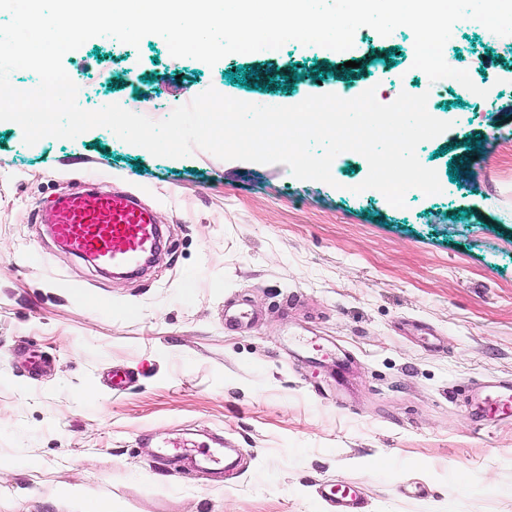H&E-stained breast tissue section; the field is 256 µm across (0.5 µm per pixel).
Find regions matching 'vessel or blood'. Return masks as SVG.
<instances>
[{"instance_id":"1","label":"vessel or blood","mask_w":512,"mask_h":512,"mask_svg":"<svg viewBox=\"0 0 512 512\" xmlns=\"http://www.w3.org/2000/svg\"><path fill=\"white\" fill-rule=\"evenodd\" d=\"M56 241L76 255L104 269L141 273L163 244V232L152 208L135 192L96 188L87 193L77 187L54 201L43 218ZM477 407H490L512 416V381L497 380L477 388ZM321 499L333 512H363L365 502L357 487L325 484Z\"/></svg>"}]
</instances>
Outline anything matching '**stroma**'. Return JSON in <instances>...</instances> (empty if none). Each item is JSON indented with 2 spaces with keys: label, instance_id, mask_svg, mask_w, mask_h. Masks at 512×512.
Here are the masks:
<instances>
[{
  "label": "stroma",
  "instance_id": "1",
  "mask_svg": "<svg viewBox=\"0 0 512 512\" xmlns=\"http://www.w3.org/2000/svg\"><path fill=\"white\" fill-rule=\"evenodd\" d=\"M446 47L462 70L485 63L487 96L415 69L404 26L360 28L349 53L293 43L212 67L157 35L63 59L82 108L155 121L211 87L274 106L333 93L350 60L354 93L380 103L406 80L451 127L417 148L441 193L402 208L353 193L368 173L354 152L327 184L199 148L158 158L101 127L28 146L0 121V512H81L86 496L112 512H329L325 483L359 487L364 512H512V421L465 404L474 383L512 379V35L459 26ZM244 66L288 80L231 82ZM89 179L154 209L166 244L145 276L105 273L41 224ZM114 368L135 375L119 395L102 382ZM215 435L233 469L163 465Z\"/></svg>",
  "mask_w": 512,
  "mask_h": 512
}]
</instances>
